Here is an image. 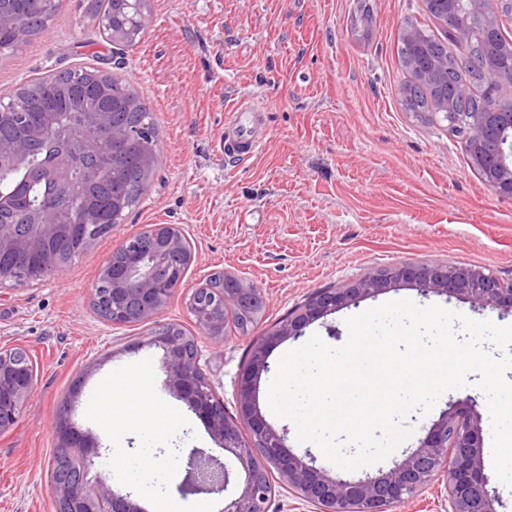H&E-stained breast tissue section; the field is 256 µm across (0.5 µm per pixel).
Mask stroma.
Here are the masks:
<instances>
[{
  "label": "stroma",
  "instance_id": "35a3bbf8",
  "mask_svg": "<svg viewBox=\"0 0 512 512\" xmlns=\"http://www.w3.org/2000/svg\"><path fill=\"white\" fill-rule=\"evenodd\" d=\"M82 2L60 0L47 31L0 56V97L60 70L112 73L149 108L159 165L139 205L63 274L0 289V346L25 349L35 367L27 406L0 433V512H55L48 470L61 405L74 401L76 424L112 448L93 396L111 379L134 380L146 362L159 404L181 414L184 426L162 434L146 423L131 432L118 445L129 464L113 472L114 482L157 512L168 502L177 512H219L222 497L178 490L190 449L219 459L224 452L166 387L160 352L145 345L149 323L113 326L92 307L112 250L148 225H181L194 260L160 320L198 335L188 295L226 271L268 300L252 330L257 336L315 290L392 264L473 265L512 283V198L491 191L446 121H419L400 105L403 26L442 32L424 0H367L373 27L366 38L352 27L357 0H151L152 21L129 47L109 42ZM244 96L265 108L264 139L249 158L220 148L230 110ZM400 299L512 325V313L397 286L305 333L342 345L346 318ZM249 338L230 325L222 342L200 340L202 367L230 416ZM469 397L477 402L483 455L491 457L486 397L472 385L447 391L427 415H411L406 449ZM144 458L153 461L150 471L139 466Z\"/></svg>",
  "mask_w": 512,
  "mask_h": 512
}]
</instances>
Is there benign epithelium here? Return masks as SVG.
<instances>
[{"mask_svg": "<svg viewBox=\"0 0 512 512\" xmlns=\"http://www.w3.org/2000/svg\"><path fill=\"white\" fill-rule=\"evenodd\" d=\"M468 10L482 16L486 39L498 41L504 17L512 18V7L504 10L503 0H465ZM151 21L149 0H127V11L100 24L104 36L122 44L135 31L146 29ZM473 36L469 21L458 24L451 40L461 47ZM144 103L137 97L113 96L112 111L104 112L91 104L83 106V121L68 127V135L42 170L28 174L52 182L72 197L83 190L75 186V173L86 160L100 161V170L112 167V179L120 177L119 165L136 147L137 135L157 140L154 128L134 132L126 114L138 112ZM470 157L483 173L491 190L500 197H512V104L507 110L492 108L471 112L465 119ZM59 128V114L47 112L43 123L17 139H0V168L25 167L33 143ZM105 133L112 144V163L100 151L98 135ZM159 162L156 151L137 156L141 170L155 175ZM28 224H0V255L37 253L42 277L63 272L67 263L52 246L63 247L74 239L73 226L62 224L56 215L40 207L28 211ZM83 245L93 247L97 232L110 226L101 224L100 213L83 205ZM194 260L191 246L178 224H154L144 235L123 241L103 263L92 292V306L112 325L154 322L174 292L183 286L186 271ZM22 268L0 266V288L25 282ZM408 282L422 292L455 297L472 305L512 311V284L507 285L483 270L465 265L399 263L368 271L340 288L314 291L288 316L250 340L249 358L241 370L237 388V415L229 418L224 402L200 364L197 337L174 323L155 322L145 345L162 351L161 362L169 389L200 417L228 461L215 462L201 448L186 457L184 495H224L220 512H271L276 484L293 492L314 507L315 512H390L413 499L437 477H443L444 501L448 512H495L494 495L485 474L481 435L472 405L444 414L430 428L417 448L404 455L392 469L377 477L351 480L331 476L306 463L287 445L284 434L270 425L258 402L259 383L269 369L273 350L288 339H297L315 321L337 310L373 297L398 282ZM266 307L262 292L231 273L220 275L219 285L209 280L191 291L188 310L196 326L215 342L224 341L228 318L251 309L261 318ZM14 349L0 348V432L10 429L28 403L33 386V369L13 356ZM55 429L59 456L70 458L79 449L85 467L53 481L56 512H144L140 505L112 488V477L105 473L95 484L87 481L88 467L100 457L95 438L77 429L68 406L60 408Z\"/></svg>", "mask_w": 512, "mask_h": 512, "instance_id": "benign-epithelium-1", "label": "benign epithelium"}]
</instances>
